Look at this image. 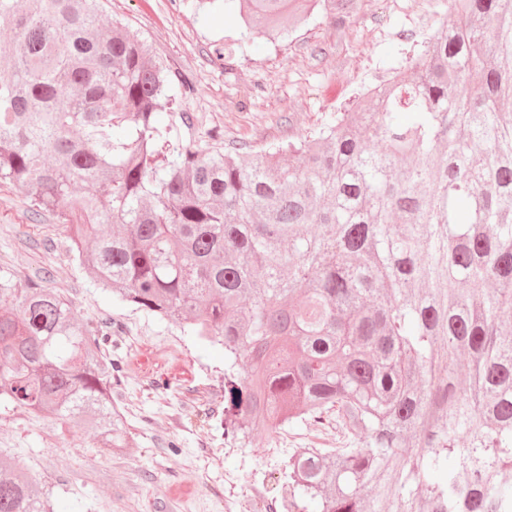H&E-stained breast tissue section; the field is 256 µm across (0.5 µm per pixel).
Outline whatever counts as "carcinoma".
I'll use <instances>...</instances> for the list:
<instances>
[{"label": "carcinoma", "instance_id": "obj_1", "mask_svg": "<svg viewBox=\"0 0 512 512\" xmlns=\"http://www.w3.org/2000/svg\"><path fill=\"white\" fill-rule=\"evenodd\" d=\"M282 36L356 0H198ZM0 184L57 214L136 308L224 347V439L298 448L288 512H512V0H448L407 73L311 138L251 157L184 144L193 90L101 0H0ZM0 408L129 447L100 328L0 275ZM0 512H54L0 458Z\"/></svg>", "mask_w": 512, "mask_h": 512}]
</instances>
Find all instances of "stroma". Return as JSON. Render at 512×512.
Masks as SVG:
<instances>
[{"mask_svg": "<svg viewBox=\"0 0 512 512\" xmlns=\"http://www.w3.org/2000/svg\"><path fill=\"white\" fill-rule=\"evenodd\" d=\"M339 27L316 13L287 37L269 40L231 21L207 19L173 0H108L109 16L137 33L193 92L183 141L256 153L316 132L367 89L405 73L447 17L445 0H357ZM224 46V66L211 62ZM0 273L15 288L39 282L68 300L76 319L99 326L120 354L112 387L131 446L107 455L73 422L0 412V455L13 459L57 512H271L280 506L283 472L297 448H332L311 425L255 432L225 441L224 350L201 346L179 324L119 301L80 263L55 213L0 184Z\"/></svg>", "mask_w": 512, "mask_h": 512, "instance_id": "1", "label": "stroma"}]
</instances>
